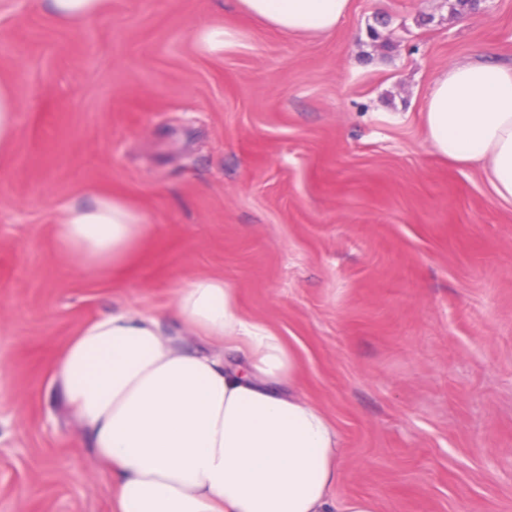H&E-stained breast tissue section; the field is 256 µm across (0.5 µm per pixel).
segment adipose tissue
I'll return each instance as SVG.
<instances>
[{
    "label": "adipose tissue",
    "instance_id": "1",
    "mask_svg": "<svg viewBox=\"0 0 512 512\" xmlns=\"http://www.w3.org/2000/svg\"><path fill=\"white\" fill-rule=\"evenodd\" d=\"M238 6L274 29L323 35L349 0ZM424 124L432 147L481 165L495 194L512 201V66H449L433 82ZM149 229L145 215L101 196L65 209L54 240L83 268L103 271ZM171 316L212 352L165 335L159 314L118 310L85 323L52 368L97 462L118 478L119 512H375L369 499L333 496L343 480L341 434L300 391L284 338L239 314L235 288L195 279Z\"/></svg>",
    "mask_w": 512,
    "mask_h": 512
}]
</instances>
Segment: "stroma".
Masks as SVG:
<instances>
[{
    "mask_svg": "<svg viewBox=\"0 0 512 512\" xmlns=\"http://www.w3.org/2000/svg\"><path fill=\"white\" fill-rule=\"evenodd\" d=\"M212 29L229 40L210 47ZM512 64V0H350L328 35L235 0H104L62 22L0 0V512H117L52 382L89 320L165 312L196 278L296 352L337 426L342 496L512 512V201L427 141L461 61ZM109 196L155 229L110 271L53 245ZM15 108L14 98L0 84V151L7 147L13 137Z\"/></svg>",
    "mask_w": 512,
    "mask_h": 512,
    "instance_id": "1",
    "label": "stroma"
}]
</instances>
